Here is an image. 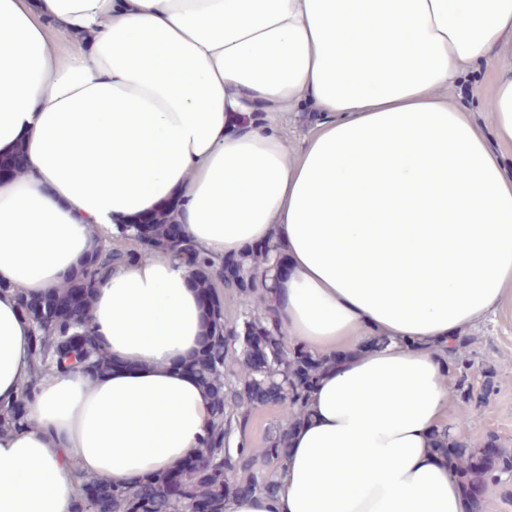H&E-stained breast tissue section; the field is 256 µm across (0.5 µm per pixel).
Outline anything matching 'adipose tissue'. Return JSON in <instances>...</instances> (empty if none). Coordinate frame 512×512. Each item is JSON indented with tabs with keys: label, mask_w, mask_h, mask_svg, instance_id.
Returning a JSON list of instances; mask_svg holds the SVG:
<instances>
[{
	"label": "adipose tissue",
	"mask_w": 512,
	"mask_h": 512,
	"mask_svg": "<svg viewBox=\"0 0 512 512\" xmlns=\"http://www.w3.org/2000/svg\"><path fill=\"white\" fill-rule=\"evenodd\" d=\"M504 62L474 123L453 90ZM305 110L302 150L254 125ZM512 0H0V402L57 286L168 211L199 248L267 250L291 339L332 357L275 499L224 512H473L435 450L456 435L442 355L512 289ZM187 266L113 265L88 323L108 371L46 377L0 437V512H74L79 473L130 486L196 457L212 399Z\"/></svg>",
	"instance_id": "1"
}]
</instances>
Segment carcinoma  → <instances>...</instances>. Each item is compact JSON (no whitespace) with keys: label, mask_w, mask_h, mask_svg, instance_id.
Wrapping results in <instances>:
<instances>
[{"label":"carcinoma","mask_w":512,"mask_h":512,"mask_svg":"<svg viewBox=\"0 0 512 512\" xmlns=\"http://www.w3.org/2000/svg\"><path fill=\"white\" fill-rule=\"evenodd\" d=\"M99 238L104 242L99 271L82 263L58 287L42 295V305L22 307L33 324L34 338L26 374L19 385L18 402L0 405V435L20 432L30 425L23 405L36 400L41 382L51 371H86L82 343L87 324L77 320L76 311L61 297L77 289L86 297L92 295L108 269L128 259L129 244L134 242L139 258L162 249L189 262L194 268L195 287L211 301L210 335L214 342L209 358L196 372L212 395V421L200 452L202 467L190 468L183 463L172 471L180 477L176 493H171L164 481L149 505L139 500L138 489L133 487L111 486L109 497L103 499L99 490L106 483L97 476H85L78 489L79 502L91 506L94 512H196L203 503L219 505L224 496L241 490L273 496L276 482L265 479L261 467L280 470L286 465L290 429L304 418L310 390L332 360L286 343L270 289L259 288L251 293L241 287L247 279L267 280L265 255L244 250L232 262L237 271V280L232 281L224 277V261L200 250L190 237L174 234V225L164 211L149 219L132 239L110 233ZM233 287L245 310L240 320L228 323L224 321L221 290ZM468 344L469 339H460L447 350L457 374V388L467 399L486 403L490 387L476 393L469 383L472 363ZM273 392L281 393L276 404L286 411L287 422L276 424L265 438V447L257 451L248 448L242 439L231 445L236 430L246 432L254 411L269 404L267 396ZM437 451L448 461L466 492L497 483L502 475L512 473V453L499 448L489 455L485 448H472L457 436L450 440L443 434L438 438Z\"/></svg>","instance_id":"cac0c4a2"}]
</instances>
